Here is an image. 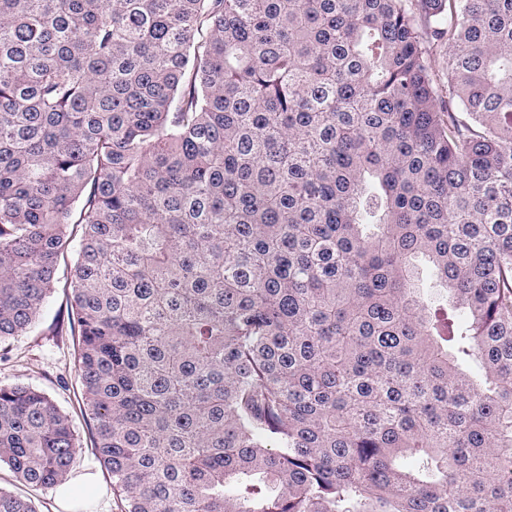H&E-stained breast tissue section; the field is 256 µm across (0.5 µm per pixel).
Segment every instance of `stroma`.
I'll use <instances>...</instances> for the list:
<instances>
[{"label": "stroma", "instance_id": "35a3bbf8", "mask_svg": "<svg viewBox=\"0 0 512 512\" xmlns=\"http://www.w3.org/2000/svg\"><path fill=\"white\" fill-rule=\"evenodd\" d=\"M71 260H62L54 288L36 325L28 332L0 341V385L26 383L44 391L72 420L80 446L71 476L90 473L95 485L82 497L78 512H118L112 494V478L99 463L92 444L93 427L86 418L77 381L78 340L68 325L70 289L63 283L70 276Z\"/></svg>", "mask_w": 512, "mask_h": 512}]
</instances>
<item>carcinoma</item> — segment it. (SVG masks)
Here are the masks:
<instances>
[{"instance_id": "1", "label": "carcinoma", "mask_w": 512, "mask_h": 512, "mask_svg": "<svg viewBox=\"0 0 512 512\" xmlns=\"http://www.w3.org/2000/svg\"><path fill=\"white\" fill-rule=\"evenodd\" d=\"M69 255L121 512H512V0H0V340Z\"/></svg>"}]
</instances>
